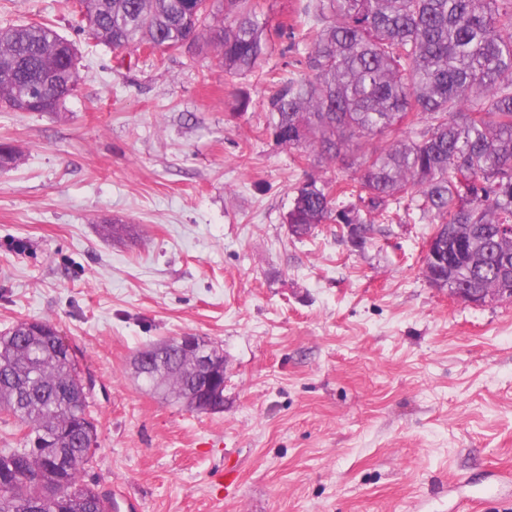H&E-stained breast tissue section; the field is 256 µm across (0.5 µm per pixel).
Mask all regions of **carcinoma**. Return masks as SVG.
Segmentation results:
<instances>
[{"label":"carcinoma","instance_id":"1","mask_svg":"<svg viewBox=\"0 0 512 512\" xmlns=\"http://www.w3.org/2000/svg\"><path fill=\"white\" fill-rule=\"evenodd\" d=\"M80 22L117 51L213 46L224 72L259 69L273 46L253 0H224L230 22L211 37L210 0H79ZM304 14L321 24L311 43L293 42L300 76L268 101L269 128L288 148L335 160L358 155L354 177L336 193L358 204L333 210L328 183L309 178L288 212L303 237L326 221L358 224L364 238L393 207L430 217L443 237L473 241L439 269L443 288L512 289V0H310ZM76 46L52 27H0V106L58 112L79 77ZM425 121L405 138L396 127ZM377 135L390 140L373 145ZM15 148L0 143V170ZM195 349L176 338L153 348L139 377L191 409L204 396L194 350L212 352L214 390L224 354L203 336ZM70 346L48 322L20 321L0 332V412L23 427L14 448H0V512H104L83 482L97 433L88 392ZM23 466L35 480L11 484Z\"/></svg>","mask_w":512,"mask_h":512}]
</instances>
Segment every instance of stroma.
Here are the masks:
<instances>
[{
    "mask_svg": "<svg viewBox=\"0 0 512 512\" xmlns=\"http://www.w3.org/2000/svg\"><path fill=\"white\" fill-rule=\"evenodd\" d=\"M78 20L0 0V26L51 24L80 56L60 112L0 109L21 153L0 172V331L43 320L73 348L97 427L85 481L140 512H512L487 489L512 471V303L433 288L416 211L361 246L331 222L290 233L306 178L357 159L269 129L289 38L231 75L205 49L112 50ZM185 335L224 354L223 412L136 379L138 351Z\"/></svg>",
    "mask_w": 512,
    "mask_h": 512,
    "instance_id": "stroma-1",
    "label": "stroma"
}]
</instances>
